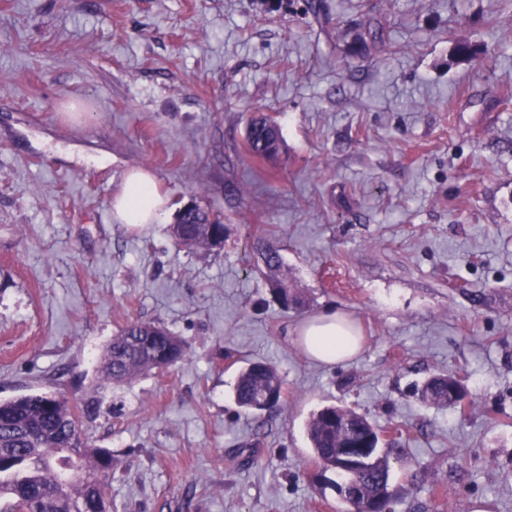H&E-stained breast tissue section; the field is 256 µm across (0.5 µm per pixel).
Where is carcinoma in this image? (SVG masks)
Here are the masks:
<instances>
[{
	"label": "carcinoma",
	"instance_id": "1",
	"mask_svg": "<svg viewBox=\"0 0 512 512\" xmlns=\"http://www.w3.org/2000/svg\"><path fill=\"white\" fill-rule=\"evenodd\" d=\"M251 156L271 159L279 154L277 125L252 119L246 129ZM177 245L189 250L219 249L224 245V224L211 212L195 206L177 213L171 226ZM258 251L275 274L273 288L283 305H303L300 295L289 293L288 281L276 276L282 267L279 246L258 243ZM187 348L177 336L149 322L134 321L113 337L101 356L102 383L84 394L81 405L48 393H32L0 401V512H109L104 487L112 474V453L98 448L85 433L82 418L94 415L101 391L111 384L128 383L156 368L185 359ZM460 382L450 375L429 377L419 391L428 405L448 406V388ZM283 381L271 363L257 361L243 366L234 386V401L245 413L268 409L267 396L281 399ZM307 436L314 457L325 468L338 469L347 449L360 441L377 444V428L366 416L329 405L312 414ZM337 491L348 512H364L379 504L394 512L390 491L389 454L374 448L358 472L341 474Z\"/></svg>",
	"mask_w": 512,
	"mask_h": 512
}]
</instances>
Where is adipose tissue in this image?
Segmentation results:
<instances>
[{
  "label": "adipose tissue",
  "mask_w": 512,
  "mask_h": 512,
  "mask_svg": "<svg viewBox=\"0 0 512 512\" xmlns=\"http://www.w3.org/2000/svg\"><path fill=\"white\" fill-rule=\"evenodd\" d=\"M112 218L119 224L148 226L160 223L167 213V200L150 171L128 173L112 197ZM306 355L322 365L349 360L361 349L360 332L345 313L329 310L308 318L296 328Z\"/></svg>",
  "instance_id": "adipose-tissue-1"
}]
</instances>
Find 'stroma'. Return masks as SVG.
<instances>
[{
	"mask_svg": "<svg viewBox=\"0 0 512 512\" xmlns=\"http://www.w3.org/2000/svg\"><path fill=\"white\" fill-rule=\"evenodd\" d=\"M321 4L0 0V400H79L132 321L189 349L83 423L117 463L111 512H346L306 435L332 404L383 434L395 512H512V10ZM256 113L273 159L245 149ZM140 168L169 206L132 228L112 193ZM190 200L221 250L174 244ZM262 237L304 308L275 297ZM326 310L363 338L333 366L294 334ZM250 361L283 380L256 416L232 397ZM438 373L465 409L415 397ZM245 140L248 152L253 157L271 159L281 149L279 128L263 118H254L248 123Z\"/></svg>",
	"mask_w": 512,
	"mask_h": 512,
	"instance_id": "1",
	"label": "stroma"
}]
</instances>
